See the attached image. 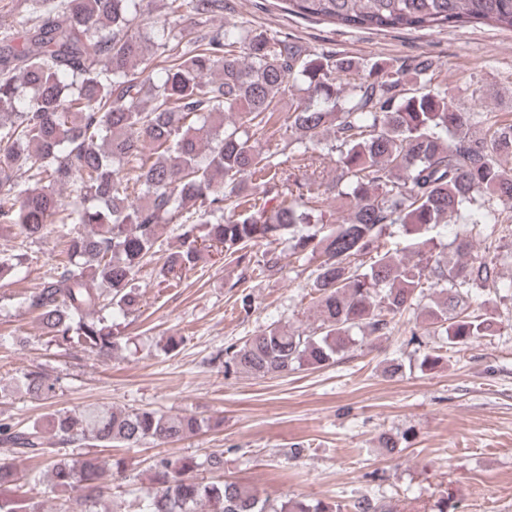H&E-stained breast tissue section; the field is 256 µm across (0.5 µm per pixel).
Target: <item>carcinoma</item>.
I'll return each instance as SVG.
<instances>
[{"label": "carcinoma", "mask_w": 512, "mask_h": 512, "mask_svg": "<svg viewBox=\"0 0 512 512\" xmlns=\"http://www.w3.org/2000/svg\"><path fill=\"white\" fill-rule=\"evenodd\" d=\"M282 2L290 14L348 28L512 30V0ZM222 12L224 0H170L169 14L185 23L173 33L145 0H30L0 29V234L36 239L64 229L53 271L20 300L49 341L111 357L112 309L139 310L136 276L167 224L178 247L158 270L164 282L182 280L213 249L240 262L248 246L285 239L297 257L318 260L309 285L317 331L271 324L212 358L226 374L321 367L354 332L385 334L426 290L435 297L424 307L425 333L453 347L494 335L495 313L469 302L472 289L496 284L494 268L474 254L471 236L456 238L448 259L422 231L499 222L492 202L512 201V171L498 160L512 156V119L488 125L482 110L455 104L433 84L429 56L368 62L248 27L203 25ZM292 92L287 128L299 138L284 145L285 171L258 143ZM326 134L341 170L326 191L345 207L330 228L315 216L321 198L312 193ZM68 183L76 197L61 217L57 187ZM394 224L412 237V255L385 248ZM28 264L27 254L0 250V280ZM256 270L276 275L280 255L268 253ZM19 383L34 399L55 393L39 369ZM202 427L193 415L107 406L58 410L45 427L1 419L0 512H43L11 492L20 459L44 460L53 491L74 497L81 512L104 500L106 512H125L111 492L125 462H112L109 474L87 448L164 446ZM202 467L223 471L224 453L157 457L144 512H397L369 497L275 502L249 484L200 481ZM427 512H458V503L445 491Z\"/></svg>", "instance_id": "obj_1"}]
</instances>
